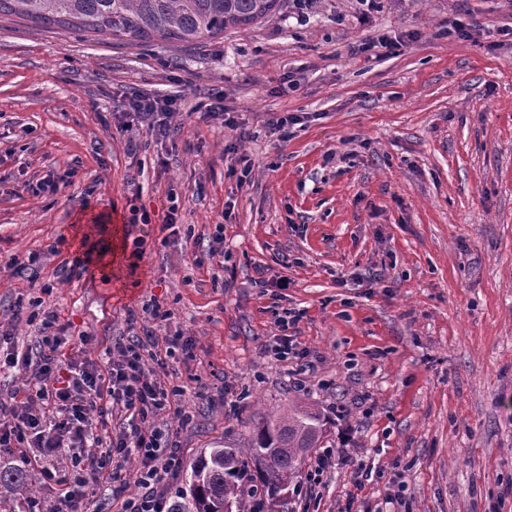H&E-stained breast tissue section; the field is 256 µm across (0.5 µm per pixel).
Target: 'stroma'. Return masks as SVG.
<instances>
[{
    "label": "stroma",
    "instance_id": "35a3bbf8",
    "mask_svg": "<svg viewBox=\"0 0 512 512\" xmlns=\"http://www.w3.org/2000/svg\"><path fill=\"white\" fill-rule=\"evenodd\" d=\"M511 28L512 0H311L303 20L287 0L177 46L0 21V330L33 346L22 302L88 336L95 361L134 319L158 344L190 337L170 378L190 421L157 420L179 430L168 500L200 455L303 402L344 458L317 486L306 460L284 512H512ZM395 36V52L358 49ZM135 92L179 100L169 138L116 130ZM218 99L238 127L183 114ZM47 176L55 189L22 187ZM134 205L150 223L130 224ZM83 211L124 219V287L65 278ZM219 224L215 273L193 258ZM288 309L314 364L303 390L300 360L265 349Z\"/></svg>",
    "mask_w": 512,
    "mask_h": 512
}]
</instances>
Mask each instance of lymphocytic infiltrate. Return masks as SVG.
Listing matches in <instances>:
<instances>
[{"label": "lymphocytic infiltrate", "mask_w": 512, "mask_h": 512, "mask_svg": "<svg viewBox=\"0 0 512 512\" xmlns=\"http://www.w3.org/2000/svg\"><path fill=\"white\" fill-rule=\"evenodd\" d=\"M174 114L171 101L139 94L126 96L115 113L118 128L144 126L149 131L167 132ZM146 339L132 335L116 339L114 355L106 364L85 358L75 342L69 324L56 311H43L41 334L29 351L7 354L4 363H25L32 369L30 382L0 399V449L16 452L20 461L32 463L30 449L43 458L70 455L74 469L46 467V483L56 486L48 512H88V490L97 486L113 496L124 491L122 462L138 455L141 463L140 492L127 500L123 512H167L161 488L177 468V450L159 456L161 441H173L175 429H161L159 416L168 414L187 423L182 408L181 387L167 386V358L175 352H189L190 339H168L164 352L143 358ZM111 425L112 433L104 451L90 453L86 444L94 429Z\"/></svg>", "instance_id": "f902f5d3"}]
</instances>
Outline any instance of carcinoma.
I'll return each mask as SVG.
<instances>
[{
	"label": "carcinoma",
	"mask_w": 512,
	"mask_h": 512,
	"mask_svg": "<svg viewBox=\"0 0 512 512\" xmlns=\"http://www.w3.org/2000/svg\"><path fill=\"white\" fill-rule=\"evenodd\" d=\"M284 5L283 0H0V18L175 45L268 20ZM323 441L319 411L293 404L284 414L254 423L244 443L197 458L187 474L188 492L170 512H233L246 490L273 500ZM0 488L13 497L29 492L19 469L1 470Z\"/></svg>",
	"instance_id": "cac0c4a2"
}]
</instances>
